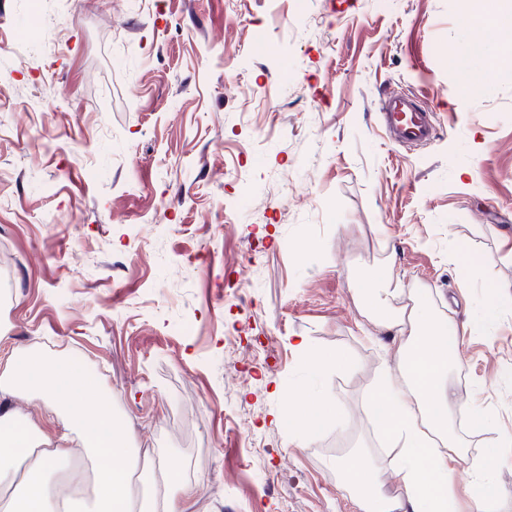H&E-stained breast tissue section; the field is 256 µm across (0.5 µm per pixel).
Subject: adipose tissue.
I'll list each match as a JSON object with an SVG mask.
<instances>
[{
    "mask_svg": "<svg viewBox=\"0 0 512 512\" xmlns=\"http://www.w3.org/2000/svg\"><path fill=\"white\" fill-rule=\"evenodd\" d=\"M360 293L371 314L408 322L410 331L372 400L378 430L397 451L404 496H387L378 470L366 456H356L336 469L359 512H494L490 466L499 459L497 447L485 449L465 492L454 485V473L467 458L450 420L448 373L457 359L456 326L429 311L421 289L406 287L383 270L366 274ZM0 386L65 399L71 429L87 446L93 470L89 494L72 495L73 450L54 443L20 414L1 415L0 512H15L14 494L29 471L42 472L43 479L29 490L27 512H183L182 503L198 493L196 479L182 469L134 453L129 430L109 410L87 407L93 386L68 363L38 352L8 357Z\"/></svg>",
    "mask_w": 512,
    "mask_h": 512,
    "instance_id": "ef3b65f1",
    "label": "adipose tissue"
}]
</instances>
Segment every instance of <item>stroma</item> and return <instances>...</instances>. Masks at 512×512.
Masks as SVG:
<instances>
[{"instance_id": "obj_1", "label": "stroma", "mask_w": 512, "mask_h": 512, "mask_svg": "<svg viewBox=\"0 0 512 512\" xmlns=\"http://www.w3.org/2000/svg\"><path fill=\"white\" fill-rule=\"evenodd\" d=\"M489 13L506 41L512 0H0V353L81 370L139 453L191 467L186 512H358L337 459L404 495L367 405L398 330L354 288L382 268L456 324L480 457L512 431V298L476 323L512 283V53L473 56L464 97L448 61ZM400 90L424 147L382 132ZM288 402L338 420L307 439ZM450 66L452 69L460 70L464 74L461 83L455 88V95L457 96L468 86H479L486 82L487 71L485 69L473 68L468 59L465 64L461 65L459 57H453L450 61ZM383 127L394 143H421L437 133L431 115L424 112L418 99L405 92H393L381 103Z\"/></svg>"}]
</instances>
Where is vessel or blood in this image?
<instances>
[{
  "label": "vessel or blood",
  "instance_id": "b4317fda",
  "mask_svg": "<svg viewBox=\"0 0 512 512\" xmlns=\"http://www.w3.org/2000/svg\"><path fill=\"white\" fill-rule=\"evenodd\" d=\"M383 127L390 141L421 143L432 140L436 126L431 115L424 112L418 99L405 92H394L381 103Z\"/></svg>",
  "mask_w": 512,
  "mask_h": 512
}]
</instances>
